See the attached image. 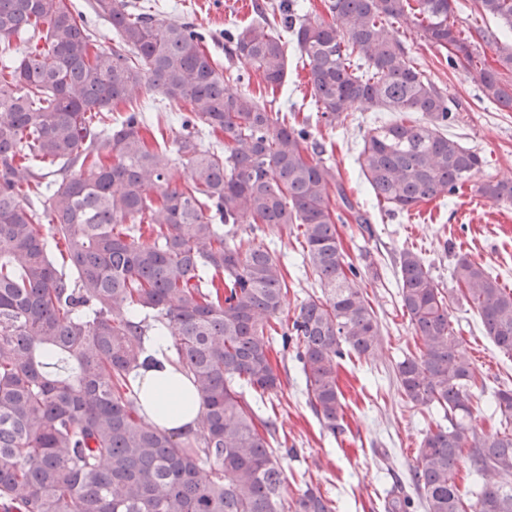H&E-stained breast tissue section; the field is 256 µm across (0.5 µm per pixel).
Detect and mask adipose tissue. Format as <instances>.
Wrapping results in <instances>:
<instances>
[{"label": "adipose tissue", "instance_id": "adipose-tissue-1", "mask_svg": "<svg viewBox=\"0 0 512 512\" xmlns=\"http://www.w3.org/2000/svg\"><path fill=\"white\" fill-rule=\"evenodd\" d=\"M139 386L141 412L148 420L169 431L193 423L199 399L190 381L172 367L146 371Z\"/></svg>", "mask_w": 512, "mask_h": 512}]
</instances>
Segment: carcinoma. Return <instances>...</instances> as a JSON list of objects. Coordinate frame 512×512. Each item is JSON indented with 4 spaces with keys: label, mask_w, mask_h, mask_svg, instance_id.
<instances>
[{
    "label": "carcinoma",
    "mask_w": 512,
    "mask_h": 512,
    "mask_svg": "<svg viewBox=\"0 0 512 512\" xmlns=\"http://www.w3.org/2000/svg\"><path fill=\"white\" fill-rule=\"evenodd\" d=\"M473 2L503 31L456 28L453 0H325L328 21L279 0L224 29V51L275 87L293 51L330 127L357 110L421 113L423 122L402 118L362 139L360 171L389 211L465 188L512 206V180L471 183L482 156L441 133L454 106L391 32L403 24L445 48L449 66L512 110V41L501 39L512 0ZM90 6L112 27L108 50L67 0H0V512H334L317 486L286 495L290 451L275 447L261 404L281 387L270 320L288 282L279 258L238 237L237 224L304 227L303 267L320 294L282 326V348H295L307 398L334 435L339 362L374 356L380 336L339 238L340 209L353 206L336 168L307 126L227 89L203 29L126 0ZM483 43L496 45L492 64ZM147 88L189 106L171 141L144 135L163 121L158 106L152 117L137 106ZM451 277L445 290L416 252L399 254V300L421 349L396 379L407 402L448 421L424 434L410 481L424 512H512V389L492 394L500 429L485 437L472 424L484 382L450 315L464 300L512 355V291L465 255ZM157 335L172 337L162 355L200 399L183 431L140 412L137 379L158 364L146 347ZM464 458L470 474L494 478L471 498L456 482Z\"/></svg>",
    "instance_id": "obj_1"
}]
</instances>
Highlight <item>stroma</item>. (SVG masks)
<instances>
[{"mask_svg":"<svg viewBox=\"0 0 512 512\" xmlns=\"http://www.w3.org/2000/svg\"><path fill=\"white\" fill-rule=\"evenodd\" d=\"M132 2L152 7L159 20L192 21L215 35L210 51L218 63L249 77L248 89L259 101L307 123L313 138L325 146V157L348 188L355 209L370 218L364 230L352 220L339 227L342 247L361 272L381 332L375 357L347 359L339 368L345 403L342 434H329L310 407L294 351L278 358L282 388L271 396L266 412L276 421L278 440L294 450L285 460L288 495H297L309 478L332 500L334 512H385L397 486L412 498L415 490L408 482L409 469L428 425L442 415L412 406L397 389L394 370L406 353L415 350L417 338L399 303L395 259L400 250L413 249L430 264L440 287L448 289L455 258L465 254L487 265L503 286L512 289V208L468 191L420 204L406 214L389 213L377 204L356 158L363 136L395 120V113L354 112L343 125L331 128L316 117L307 71L296 57L288 59L285 83L274 88L262 83L245 61L227 60L222 41L225 29L251 23L258 0ZM394 34L417 68L457 107L458 120L448 134L482 155L481 178L512 179V111L483 99L470 76L448 66L445 50L403 25L395 26ZM240 233L276 251L285 263L289 291L282 316L294 318L302 300L318 290L303 273L295 235L264 236L246 221ZM451 314L465 353L488 389L512 388V357L486 336L476 311L457 304Z\"/></svg>","mask_w":512,"mask_h":512,"instance_id":"obj_1","label":"stroma"}]
</instances>
